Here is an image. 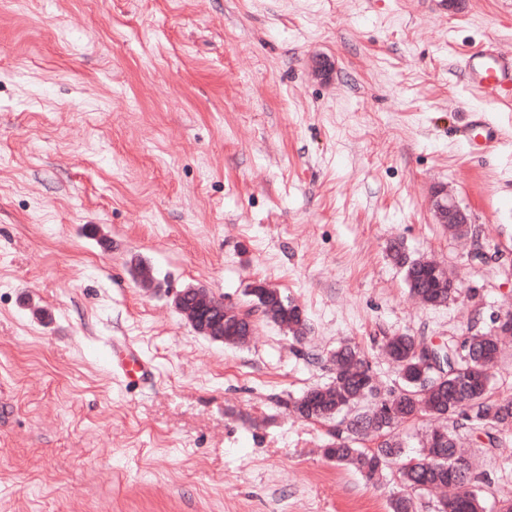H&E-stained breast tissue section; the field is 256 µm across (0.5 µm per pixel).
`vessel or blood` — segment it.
Returning <instances> with one entry per match:
<instances>
[{
  "mask_svg": "<svg viewBox=\"0 0 512 512\" xmlns=\"http://www.w3.org/2000/svg\"><path fill=\"white\" fill-rule=\"evenodd\" d=\"M467 84L483 97L495 100H512V53L505 54L488 45L470 55L463 64ZM472 143L483 150L502 144V131L484 115L473 114L469 122ZM117 364L127 379L140 381L148 376L147 362L134 354H118Z\"/></svg>",
  "mask_w": 512,
  "mask_h": 512,
  "instance_id": "vessel-or-blood-1",
  "label": "vessel or blood"
}]
</instances>
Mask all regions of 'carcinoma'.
Returning a JSON list of instances; mask_svg holds the SVG:
<instances>
[{
    "mask_svg": "<svg viewBox=\"0 0 512 512\" xmlns=\"http://www.w3.org/2000/svg\"><path fill=\"white\" fill-rule=\"evenodd\" d=\"M390 252L393 261L404 269L410 292L423 304L440 306L457 293L450 286L435 287L422 262L409 259L401 246L392 245ZM257 304L274 305L275 295L253 297L242 328L254 326L250 315ZM277 313V324L288 328L294 340L300 341L307 327L306 318L281 308ZM419 344V338L407 333L388 338L386 350L399 368V384L385 394L373 382L371 366L361 349L352 343L341 345L332 354V381L305 391L294 402V411L310 421L337 420L329 459L353 465L368 481L382 475L393 461L417 460L410 468H399L401 491L391 498L390 512H412L413 494L448 487L454 492L438 502L437 512H486L485 500L479 492L481 475L464 457L455 432L446 431L448 443L440 449L434 433L425 435L420 449L413 454L396 437L394 428L419 416L453 423L460 418L484 431L491 447H499L500 434L512 430V401L498 400L491 388V370L500 359L498 336L474 333L459 344L434 347L433 357L439 370L423 379L418 368ZM445 379L450 385L464 379L469 390L454 401L450 389L443 388ZM369 434L384 436L380 446L356 447L360 437Z\"/></svg>",
    "mask_w": 512,
    "mask_h": 512,
    "instance_id": "obj_1",
    "label": "carcinoma"
}]
</instances>
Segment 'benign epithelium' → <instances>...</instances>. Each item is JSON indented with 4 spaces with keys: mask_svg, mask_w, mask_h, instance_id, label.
Returning <instances> with one entry per match:
<instances>
[{
    "mask_svg": "<svg viewBox=\"0 0 512 512\" xmlns=\"http://www.w3.org/2000/svg\"><path fill=\"white\" fill-rule=\"evenodd\" d=\"M433 206L438 223L466 229L470 226V215L459 203L440 189L435 192ZM174 306L194 331L213 341L223 342L227 336H242L239 328H230L226 321L240 317V310L227 306L214 297L206 288L189 286L174 297Z\"/></svg>",
    "mask_w": 512,
    "mask_h": 512,
    "instance_id": "1",
    "label": "benign epithelium"
}]
</instances>
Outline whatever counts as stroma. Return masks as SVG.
<instances>
[{"label": "stroma", "mask_w": 512, "mask_h": 512, "mask_svg": "<svg viewBox=\"0 0 512 512\" xmlns=\"http://www.w3.org/2000/svg\"><path fill=\"white\" fill-rule=\"evenodd\" d=\"M488 44L512 51V0H0V512H389L397 465H336L332 423L292 406L342 343L388 389L386 337L512 313V102L460 67ZM474 112L496 153H471ZM438 186L473 237L437 224ZM395 243L458 293L415 301ZM256 281L302 343L266 320L214 342L173 305L201 285L244 310ZM458 433L486 501L512 497V432ZM469 131L471 132L473 146L480 147L486 152L502 144L504 139L502 131L490 123L481 113L472 115L469 121ZM277 313L279 314V321L268 317L264 313V310L262 311L264 319L277 323L281 326H285L288 328V332L292 334L294 340L299 342L304 337L303 335L307 327L306 317L303 315L301 318L299 315L294 314L291 310L288 309V312H286L281 307L278 308ZM114 353L119 369L131 382L140 381L148 376L150 367L147 362L141 360L132 352L123 354V351H120L118 348L115 352L112 349V356Z\"/></svg>", "instance_id": "obj_1"}]
</instances>
